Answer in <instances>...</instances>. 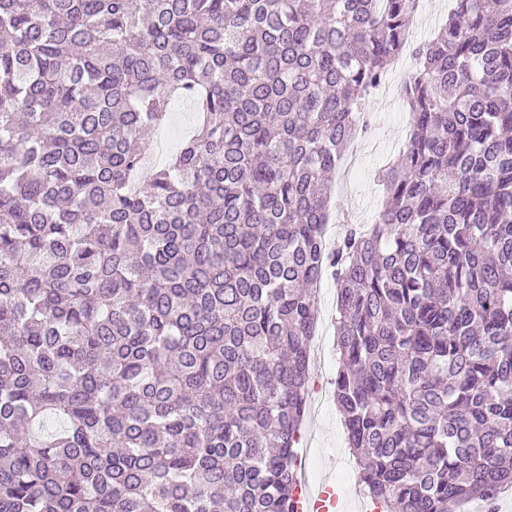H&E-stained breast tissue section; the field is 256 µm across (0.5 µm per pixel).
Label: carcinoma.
<instances>
[{
    "mask_svg": "<svg viewBox=\"0 0 512 512\" xmlns=\"http://www.w3.org/2000/svg\"><path fill=\"white\" fill-rule=\"evenodd\" d=\"M0 0V512H292L314 286L379 512L512 487V0ZM405 52L374 223L329 177ZM177 98L199 122L146 169ZM424 2L425 17L421 19L415 14L410 26V31L415 27L417 29L416 42L427 40L437 32L439 26L447 20L448 12L453 5L451 0H424Z\"/></svg>",
    "mask_w": 512,
    "mask_h": 512,
    "instance_id": "carcinoma-1",
    "label": "carcinoma"
}]
</instances>
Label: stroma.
Returning <instances> with one entry per match:
<instances>
[{
  "instance_id": "1",
  "label": "stroma",
  "mask_w": 512,
  "mask_h": 512,
  "mask_svg": "<svg viewBox=\"0 0 512 512\" xmlns=\"http://www.w3.org/2000/svg\"><path fill=\"white\" fill-rule=\"evenodd\" d=\"M402 81V76L393 77L388 94L377 93L364 101L363 109L369 121L365 137L369 146L356 161L342 159L336 169L329 204L328 241L343 236L346 225L373 222L381 206L383 190L377 173L398 154L410 130L409 115L399 95ZM195 120V106L191 101L180 99L172 103L168 125L154 134L155 141L165 146L159 163H166L169 155L177 152ZM317 296L326 306L327 315L321 360L317 369L310 372L308 398L317 402L318 409L306 412L295 450L308 488L329 483L339 497L342 512H365L364 494L350 491L357 480L358 466L347 447L342 417L333 394L339 360L334 324L336 285L331 275H324L320 280Z\"/></svg>"
}]
</instances>
